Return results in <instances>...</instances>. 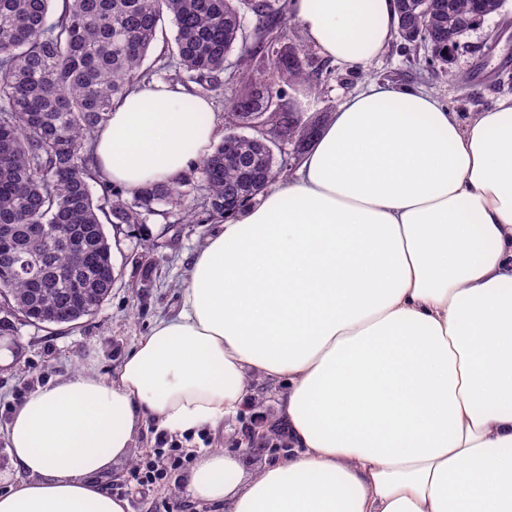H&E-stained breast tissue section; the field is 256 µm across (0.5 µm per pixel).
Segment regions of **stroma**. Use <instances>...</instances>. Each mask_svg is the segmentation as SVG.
<instances>
[{"instance_id":"obj_1","label":"stroma","mask_w":512,"mask_h":512,"mask_svg":"<svg viewBox=\"0 0 512 512\" xmlns=\"http://www.w3.org/2000/svg\"><path fill=\"white\" fill-rule=\"evenodd\" d=\"M494 34L499 35L500 43L493 58L477 53L459 57L455 69L470 74L467 85L452 81L444 66H428L423 49L396 38L381 56L357 70L317 56V66L307 82L287 89L283 105L302 122L323 128L347 98L369 86H405L436 97L460 120H467L498 100L512 97V0H506L503 10L489 16L468 41L477 45ZM235 70L234 64H227L219 85L207 94L223 136L245 130L231 115V101L241 92L233 80ZM217 227L214 221L185 223L183 206L175 204L159 206L144 223L107 227L113 245L114 281L111 297L97 314L69 327L19 323L12 332L0 335V349L9 356L8 362L0 364L1 490L21 480L8 448L7 422L12 409L36 387L59 376L88 369L102 377H114L137 340L177 310L191 260ZM244 426V419L230 418L217 431L184 436L178 445L185 449L219 447L232 455ZM132 470V463L123 461L101 477L107 490L127 499L129 512H168L175 503L182 504L184 512H199L184 496L174 495L177 471H170L161 486L142 490L133 485Z\"/></svg>"}]
</instances>
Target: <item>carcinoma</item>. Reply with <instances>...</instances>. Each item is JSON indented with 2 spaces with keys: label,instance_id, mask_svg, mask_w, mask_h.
<instances>
[{
  "label": "carcinoma",
  "instance_id": "cac0c4a2",
  "mask_svg": "<svg viewBox=\"0 0 512 512\" xmlns=\"http://www.w3.org/2000/svg\"><path fill=\"white\" fill-rule=\"evenodd\" d=\"M505 0H396L397 35L424 42L439 63L448 46L479 18L500 12ZM284 0H0V313L26 312L39 325H72L92 317L112 294V240L101 218L140 224L143 213L184 196L185 179L151 183L132 199L113 190L90 165L95 131L115 101L136 83L174 67L211 90L241 45L237 66L264 65L257 80L277 92L305 80L306 66L280 62L276 33L287 19ZM257 22L244 36V13ZM175 26V53L143 68L164 18ZM300 154L313 136H301L292 112H262ZM288 172L259 135L234 136L202 160L194 216L227 219ZM102 189L94 196L92 184ZM49 238L34 240L28 225Z\"/></svg>",
  "mask_w": 512,
  "mask_h": 512
}]
</instances>
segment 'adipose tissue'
<instances>
[{"label":"adipose tissue","mask_w":512,"mask_h":512,"mask_svg":"<svg viewBox=\"0 0 512 512\" xmlns=\"http://www.w3.org/2000/svg\"><path fill=\"white\" fill-rule=\"evenodd\" d=\"M308 43L354 69L394 0H291ZM212 103L130 89L94 134L127 193L179 178L217 138ZM283 387L289 450L245 472L202 448L180 491L208 512H512V97L459 122L370 86L285 180L196 253L175 316L115 378L81 370L9 421L24 479L0 512H128L100 475L156 432L221 427L253 383Z\"/></svg>","instance_id":"adipose-tissue-1"}]
</instances>
